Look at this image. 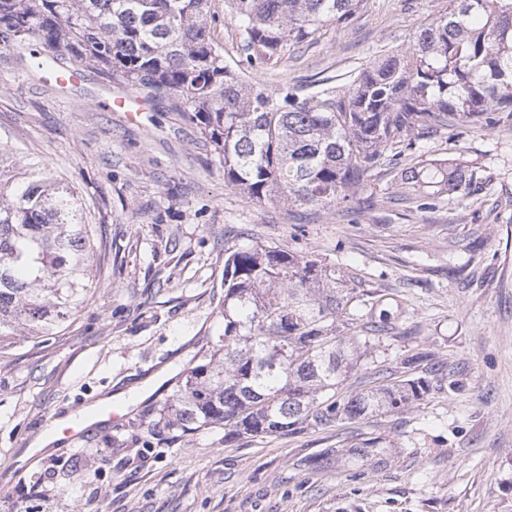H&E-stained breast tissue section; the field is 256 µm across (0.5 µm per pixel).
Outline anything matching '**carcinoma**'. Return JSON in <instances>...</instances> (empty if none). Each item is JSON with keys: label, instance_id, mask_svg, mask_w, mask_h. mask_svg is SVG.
Masks as SVG:
<instances>
[{"label": "carcinoma", "instance_id": "cac0c4a2", "mask_svg": "<svg viewBox=\"0 0 512 512\" xmlns=\"http://www.w3.org/2000/svg\"><path fill=\"white\" fill-rule=\"evenodd\" d=\"M366 0H227L251 67L276 69L287 51L345 27ZM209 0H0V41L99 68L148 99L168 96L197 126L224 183L258 202L317 207L372 189L384 151L408 149L431 132L491 127L512 119V0H448L405 48L382 55L342 88L274 93L245 81L224 61L209 22ZM413 195L380 196L419 211L442 196L464 201L476 169L448 158L399 170ZM81 199L45 169L15 166L0 144V351L62 327L87 299L94 248ZM383 295H357L336 270L278 246L224 248V333L190 366L175 396L149 424L154 434L224 427L289 435L399 410L426 397L444 364L428 352L403 361L421 373L374 385L342 402L326 398L384 331ZM342 318L363 336L336 337ZM372 437L347 449L383 460Z\"/></svg>", "mask_w": 512, "mask_h": 512}]
</instances>
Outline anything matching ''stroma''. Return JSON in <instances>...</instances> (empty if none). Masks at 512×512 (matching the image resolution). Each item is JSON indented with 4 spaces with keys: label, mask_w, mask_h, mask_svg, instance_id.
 <instances>
[{
    "label": "stroma",
    "mask_w": 512,
    "mask_h": 512,
    "mask_svg": "<svg viewBox=\"0 0 512 512\" xmlns=\"http://www.w3.org/2000/svg\"><path fill=\"white\" fill-rule=\"evenodd\" d=\"M224 59L246 81L311 93L344 87L379 55L405 46L445 0H368L343 28L292 49L275 72L249 66L239 31L212 0ZM104 72L53 87L31 55L0 43V143L20 167L48 165L74 186L97 251L90 297L39 344L0 353V512H512V120L417 140L404 163L451 156L475 167L486 198L443 200L416 211L374 205L311 207L249 199L227 186L196 126L169 99L148 101L137 122L108 112L124 94ZM284 248L334 267L358 290L381 292L387 331L336 389L370 387L376 369L429 350L447 381L402 412L286 436L223 428L148 433L150 413L224 331V248ZM110 399L119 425L99 423L54 452L32 449L50 417ZM380 436L387 463L343 448ZM328 469L309 459L329 449Z\"/></svg>",
    "instance_id": "35a3bbf8"
}]
</instances>
